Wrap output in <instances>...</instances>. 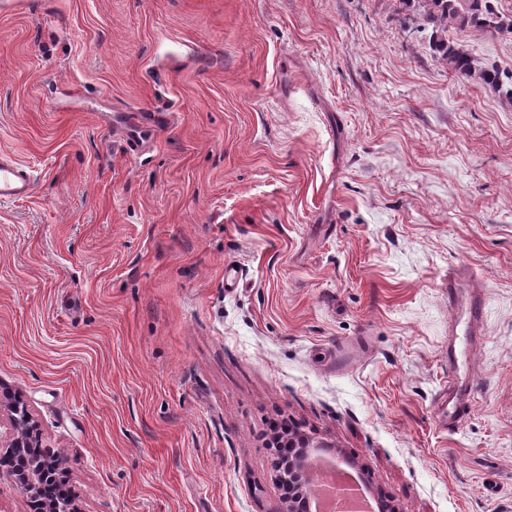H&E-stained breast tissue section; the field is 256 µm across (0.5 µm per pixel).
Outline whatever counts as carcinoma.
I'll return each mask as SVG.
<instances>
[{"mask_svg": "<svg viewBox=\"0 0 512 512\" xmlns=\"http://www.w3.org/2000/svg\"><path fill=\"white\" fill-rule=\"evenodd\" d=\"M417 3L426 21L432 25V47L442 64L459 75L476 76L492 90L512 99V86L504 87L497 69L475 70L465 45L451 44L443 39V34L450 28L512 34V15L498 12L491 0H417Z\"/></svg>", "mask_w": 512, "mask_h": 512, "instance_id": "obj_1", "label": "carcinoma"}]
</instances>
